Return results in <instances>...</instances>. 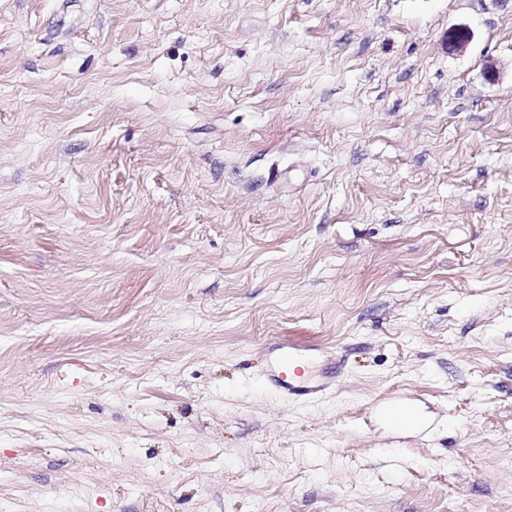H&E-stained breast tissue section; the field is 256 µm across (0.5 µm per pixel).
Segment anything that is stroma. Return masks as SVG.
<instances>
[{
	"label": "stroma",
	"instance_id": "obj_1",
	"mask_svg": "<svg viewBox=\"0 0 512 512\" xmlns=\"http://www.w3.org/2000/svg\"><path fill=\"white\" fill-rule=\"evenodd\" d=\"M0 512H512V0H0ZM275 350H282L283 347L274 346ZM289 351L282 350L276 358L268 365L265 373L266 383L278 390L287 397L297 399H308L321 393L328 383L318 378L294 376L289 373V365L293 359ZM384 415L390 422L407 428L419 427L425 420L419 409L408 404L389 406Z\"/></svg>",
	"mask_w": 512,
	"mask_h": 512
}]
</instances>
